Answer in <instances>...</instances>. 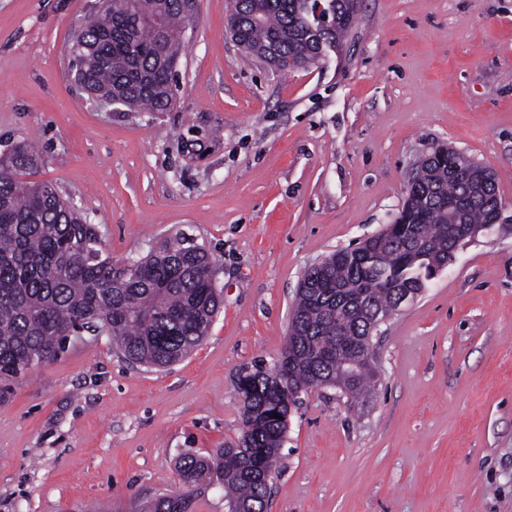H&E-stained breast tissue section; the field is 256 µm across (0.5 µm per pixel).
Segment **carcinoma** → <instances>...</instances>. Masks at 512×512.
<instances>
[{
	"instance_id": "carcinoma-1",
	"label": "carcinoma",
	"mask_w": 512,
	"mask_h": 512,
	"mask_svg": "<svg viewBox=\"0 0 512 512\" xmlns=\"http://www.w3.org/2000/svg\"><path fill=\"white\" fill-rule=\"evenodd\" d=\"M229 24L246 54L280 71L316 63L319 40L341 44L358 0H232ZM187 0H104L75 31V75L129 112H165L173 102ZM42 163L24 139L0 152V400L33 362L57 358L87 332L106 335L130 363L167 367L204 340L222 303L214 260L182 234L132 261L127 274L103 254L93 225L46 182L26 179ZM500 204L487 167L438 145L419 162L392 236L361 242L304 272L280 365L239 377L243 433L211 455L177 459L181 488L145 512H193L201 490L218 483L243 512H267L265 473L281 458L288 391L348 379L353 400L376 381L361 355L367 319L395 309L402 292H421L430 269L455 246L453 225L493 224ZM279 418L272 417V414Z\"/></svg>"
}]
</instances>
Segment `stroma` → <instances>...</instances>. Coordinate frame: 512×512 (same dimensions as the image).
Wrapping results in <instances>:
<instances>
[{
    "label": "stroma",
    "mask_w": 512,
    "mask_h": 512,
    "mask_svg": "<svg viewBox=\"0 0 512 512\" xmlns=\"http://www.w3.org/2000/svg\"><path fill=\"white\" fill-rule=\"evenodd\" d=\"M101 0H0V151L53 183L124 261L184 233L224 303L163 369L72 340L0 403V512H139L175 463L237 443L245 369L273 367L304 271L393 221L447 145L512 218V0H359L344 44L283 73L244 56L229 0H198L165 112L105 107L66 46ZM195 140L200 153L184 152ZM374 390L301 394L268 512H512V232L457 250L374 334Z\"/></svg>",
    "instance_id": "stroma-1"
}]
</instances>
